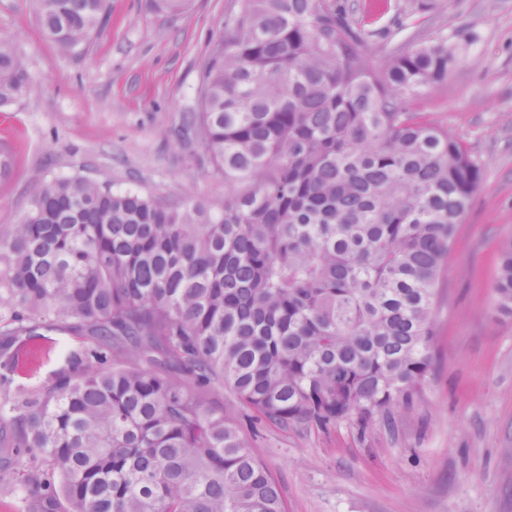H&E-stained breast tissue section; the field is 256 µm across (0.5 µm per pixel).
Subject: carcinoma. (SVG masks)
<instances>
[{
  "label": "carcinoma",
  "instance_id": "cac0c4a2",
  "mask_svg": "<svg viewBox=\"0 0 512 512\" xmlns=\"http://www.w3.org/2000/svg\"><path fill=\"white\" fill-rule=\"evenodd\" d=\"M70 51L105 0H35ZM344 0H229L184 116L224 177V212L76 177L38 185L0 233V490L37 512H286L242 428L324 429L408 409L431 367L436 288L481 179L418 100L448 82V39L378 69ZM0 32V107L27 84ZM493 292L512 316V237ZM80 340L15 385L43 332Z\"/></svg>",
  "mask_w": 512,
  "mask_h": 512
}]
</instances>
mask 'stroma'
Segmentation results:
<instances>
[{"label":"stroma","mask_w":512,"mask_h":512,"mask_svg":"<svg viewBox=\"0 0 512 512\" xmlns=\"http://www.w3.org/2000/svg\"><path fill=\"white\" fill-rule=\"evenodd\" d=\"M373 29L372 64L387 43L444 37L456 65L421 106L462 139L482 176L448 255L436 306L429 380L411 410L349 417L325 429L250 422L223 390L208 406L239 423L269 468L287 512H512V317L495 306L498 248L512 236V0H350ZM227 0H188L181 13L152 0H106L101 31L61 53L32 0H0L29 74L0 109V232L17 223L37 184L89 177L181 203L224 209L198 139L182 140L196 108L197 72Z\"/></svg>","instance_id":"1"}]
</instances>
